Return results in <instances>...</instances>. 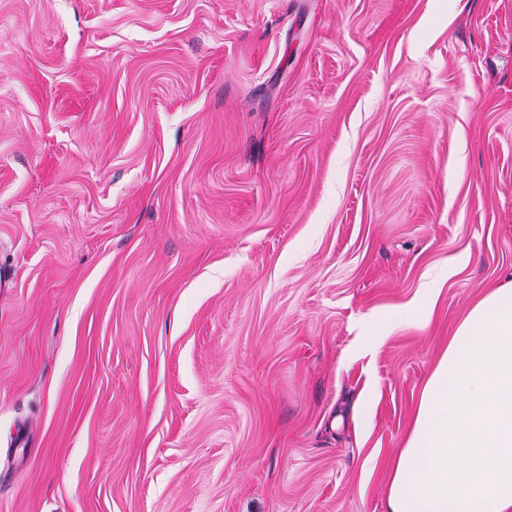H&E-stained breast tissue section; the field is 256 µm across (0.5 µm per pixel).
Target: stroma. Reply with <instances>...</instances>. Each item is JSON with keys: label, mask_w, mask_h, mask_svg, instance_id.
Returning a JSON list of instances; mask_svg holds the SVG:
<instances>
[{"label": "stroma", "mask_w": 512, "mask_h": 512, "mask_svg": "<svg viewBox=\"0 0 512 512\" xmlns=\"http://www.w3.org/2000/svg\"><path fill=\"white\" fill-rule=\"evenodd\" d=\"M511 281L512 0H0V512H387ZM438 288V280H430L423 288L424 294L422 298L413 304L410 309L405 311L403 315L373 323L368 333L370 335H378L383 331L396 329L405 323H417L422 320L426 316L427 312L431 310L432 300Z\"/></svg>", "instance_id": "stroma-1"}]
</instances>
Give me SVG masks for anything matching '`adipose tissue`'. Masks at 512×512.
<instances>
[{
  "label": "adipose tissue",
  "mask_w": 512,
  "mask_h": 512,
  "mask_svg": "<svg viewBox=\"0 0 512 512\" xmlns=\"http://www.w3.org/2000/svg\"><path fill=\"white\" fill-rule=\"evenodd\" d=\"M388 512H512V284L470 310L427 380Z\"/></svg>",
  "instance_id": "adipose-tissue-1"
}]
</instances>
